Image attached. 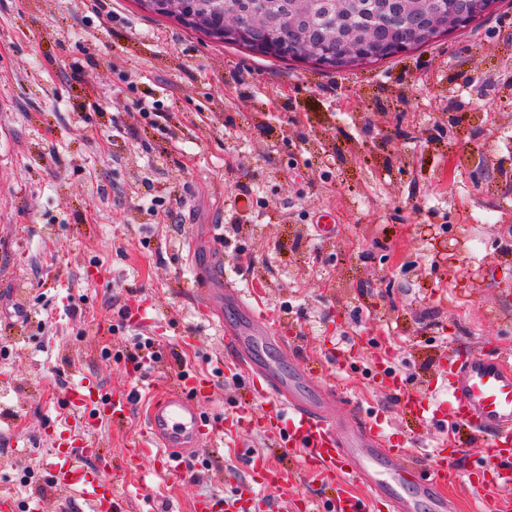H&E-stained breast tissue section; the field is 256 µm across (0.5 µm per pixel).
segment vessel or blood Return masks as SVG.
<instances>
[{
  "mask_svg": "<svg viewBox=\"0 0 512 512\" xmlns=\"http://www.w3.org/2000/svg\"><path fill=\"white\" fill-rule=\"evenodd\" d=\"M287 346V337L267 324L224 333V352L245 369L253 398L269 414V432L292 451L298 464L324 473H346L366 488L363 498L350 494L333 498L329 512H370L380 503L388 512H453L452 502L436 492L455 470L453 452L434 449L429 467L411 459L398 463L380 428L364 424L354 412L337 415L332 392L311 388L300 373L283 371L264 354L265 349ZM447 376L455 416L482 448L479 469L491 471L497 488L511 490L512 364L495 356H459L449 359ZM212 380V375L196 372L154 398L147 430L130 455L129 466L150 454L162 471L175 475L187 457L197 454L200 436H208L214 444L223 441L221 432L207 429L198 405ZM90 401L85 386L74 388L62 418L90 421ZM86 457L84 449L71 448L52 453L45 466L56 485L89 501L93 512H117L116 488L101 491L83 476L81 463ZM249 467L278 485L293 484L296 475L295 467L270 464L260 454L251 456Z\"/></svg>",
  "mask_w": 512,
  "mask_h": 512,
  "instance_id": "b4317fda",
  "label": "vessel or blood"
}]
</instances>
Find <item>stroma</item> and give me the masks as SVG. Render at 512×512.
<instances>
[{
  "instance_id": "1",
  "label": "stroma",
  "mask_w": 512,
  "mask_h": 512,
  "mask_svg": "<svg viewBox=\"0 0 512 512\" xmlns=\"http://www.w3.org/2000/svg\"><path fill=\"white\" fill-rule=\"evenodd\" d=\"M159 120H151V113ZM331 216V235L313 224ZM512 0L475 29L383 63L319 71L222 45L135 0H0V493L40 512H91L48 477L53 442L90 438L87 477H124L146 398L177 378L175 354L210 370L225 326L243 324L200 280L262 290L287 319L284 369L336 390L335 409L380 422L392 447L430 463L440 436L413 412L447 404L443 370L464 351L512 361ZM141 320H121L122 307ZM154 337L158 367L123 354ZM335 350L337 362L322 355ZM406 386L388 391L381 365ZM141 394L93 434L56 420L82 381ZM232 365L205 398L224 446L169 480L153 458L126 479L123 512H191L252 488L240 447L281 460L264 411ZM458 430L459 512H484ZM335 494L298 470L294 512Z\"/></svg>"
}]
</instances>
